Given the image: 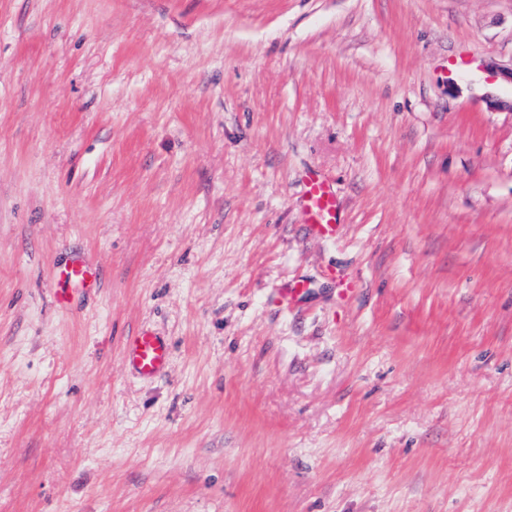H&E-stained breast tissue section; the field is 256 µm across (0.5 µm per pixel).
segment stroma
I'll return each mask as SVG.
<instances>
[{
  "instance_id": "obj_1",
  "label": "stroma",
  "mask_w": 512,
  "mask_h": 512,
  "mask_svg": "<svg viewBox=\"0 0 512 512\" xmlns=\"http://www.w3.org/2000/svg\"><path fill=\"white\" fill-rule=\"evenodd\" d=\"M510 64L512 0H0V512H512ZM341 210L333 184L320 174L307 173L302 211L310 232L321 238H335L341 225ZM60 281L66 286L59 295L62 304H72L94 287L97 270L82 257H75L59 271ZM122 360L125 366L142 378H151L166 369L169 348L162 336L140 331L124 340Z\"/></svg>"
}]
</instances>
